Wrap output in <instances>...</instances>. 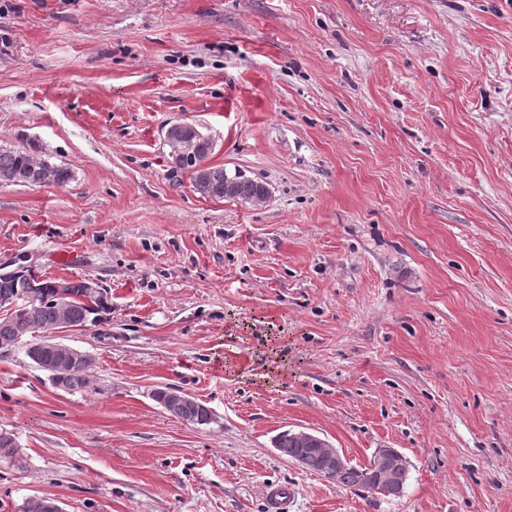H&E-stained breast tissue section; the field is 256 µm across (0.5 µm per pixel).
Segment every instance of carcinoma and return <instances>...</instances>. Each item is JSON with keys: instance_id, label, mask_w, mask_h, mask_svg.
<instances>
[{"instance_id": "obj_1", "label": "carcinoma", "mask_w": 512, "mask_h": 512, "mask_svg": "<svg viewBox=\"0 0 512 512\" xmlns=\"http://www.w3.org/2000/svg\"><path fill=\"white\" fill-rule=\"evenodd\" d=\"M212 150L213 143L207 142L202 146L196 161L178 162L176 167L190 172L193 187L203 196L218 199L229 197L242 201L254 197L257 188L256 181L240 174L230 177L224 172V166L208 164V157ZM31 163L32 156L25 151L0 148V178L20 174L28 170ZM57 283L59 280L55 278L41 277L38 287L26 288L21 283L5 282L0 279V298L14 296L20 292L31 293L35 296L32 308L0 319V346L12 344L18 336L54 328L58 326V321L62 316L75 325L95 323L108 309L109 297L87 296L82 281L79 280L71 282L72 297L67 305V310L60 311L53 303ZM90 369L91 366L83 364L73 367L69 377V389L90 387ZM169 413L197 425H207L212 420L211 411L198 401L175 407L169 410ZM275 447L281 456L289 460L299 454L298 448L287 432L277 437Z\"/></svg>"}]
</instances>
